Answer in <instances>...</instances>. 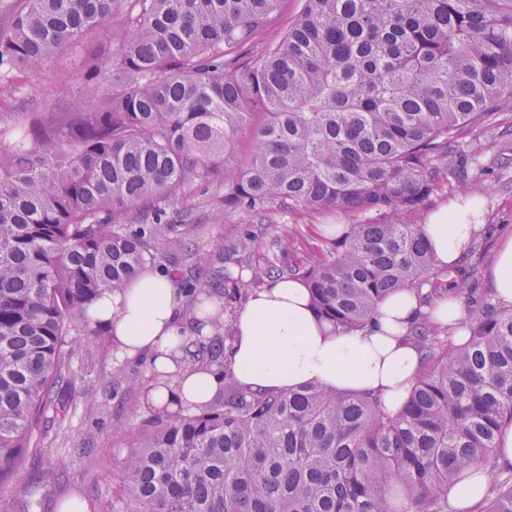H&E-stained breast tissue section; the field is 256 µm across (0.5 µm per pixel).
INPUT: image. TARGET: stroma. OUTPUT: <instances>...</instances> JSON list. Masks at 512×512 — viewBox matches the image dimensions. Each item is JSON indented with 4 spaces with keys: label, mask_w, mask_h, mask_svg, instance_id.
<instances>
[{
    "label": "stroma",
    "mask_w": 512,
    "mask_h": 512,
    "mask_svg": "<svg viewBox=\"0 0 512 512\" xmlns=\"http://www.w3.org/2000/svg\"><path fill=\"white\" fill-rule=\"evenodd\" d=\"M109 26H102L81 42L60 53L44 70L18 72L15 80L0 85V120L23 122L27 113L40 111L45 99L73 108L84 99L75 75L97 43L106 40ZM512 128V112L499 113L494 128L481 135L485 146L478 163L469 164L463 187L443 189L427 198L420 209L406 217L408 223H424L440 205L468 195L485 202L483 223L492 227L487 236L478 288L489 294L493 288L487 272L501 240L512 235V140L502 133ZM164 223L191 224V239L168 233L160 243L156 264L169 270L175 286L190 279L206 278L209 257L225 245L247 240L241 259L263 266L271 258L280 264L302 267L312 254L326 248L332 224L347 223L334 210L310 211L273 208L270 219L258 224L247 215L224 211V186L197 183L164 203ZM280 240L272 251V240ZM67 378L59 395L67 403L66 415L48 411L47 421L36 429L27 451V466L20 481L0 487V512H15L25 498L38 501L37 512H57L58 503L72 492L91 499L96 512H112V492L122 463L129 452L127 429L138 427L153 410L144 399L145 364L116 362L111 352L93 358L65 357Z\"/></svg>",
    "instance_id": "stroma-1"
}]
</instances>
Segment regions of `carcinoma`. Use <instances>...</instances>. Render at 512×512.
<instances>
[{"instance_id": "cac0c4a2", "label": "carcinoma", "mask_w": 512, "mask_h": 512, "mask_svg": "<svg viewBox=\"0 0 512 512\" xmlns=\"http://www.w3.org/2000/svg\"><path fill=\"white\" fill-rule=\"evenodd\" d=\"M286 3L0 0V83L120 17L78 75L102 95L0 129L1 486L23 473L67 337L99 335L90 305L154 263L166 232L191 236L158 206L187 185L222 181L226 213L348 215L290 271L336 330L362 329L386 296L433 275L422 225L403 216L460 182L480 135L512 112V0H305L264 39ZM247 129L248 161L226 176ZM217 273L223 290L194 287V329L214 333L192 361L224 368L222 397L131 431L112 512H448V487L478 464L490 475L480 512H512V474L492 456L512 424V308L476 295V263L448 272L468 299L469 342L425 318L412 327L421 372L396 416L370 394L316 385L245 391L222 316L269 270Z\"/></svg>"}]
</instances>
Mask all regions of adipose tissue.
I'll list each match as a JSON object with an SVG mask.
<instances>
[{
  "instance_id": "adipose-tissue-1",
  "label": "adipose tissue",
  "mask_w": 512,
  "mask_h": 512,
  "mask_svg": "<svg viewBox=\"0 0 512 512\" xmlns=\"http://www.w3.org/2000/svg\"><path fill=\"white\" fill-rule=\"evenodd\" d=\"M483 201L462 198L432 211L423 226L438 266H449L480 239ZM447 327L454 344H464L460 324L467 314L453 295L421 305L406 288L378 303L368 326L341 332L321 321L305 285L270 278L251 291L232 319L234 342L228 357L235 380L254 391L285 393L304 384L339 392L378 395L397 412L421 369L409 331L420 315ZM92 327L108 331L120 360H143L155 379L146 391L150 405L169 411L205 404L224 388L219 367H191L185 347L190 329L176 288L162 269L143 272L127 288L104 292L90 307ZM489 484L486 468L470 469L448 490V512H477Z\"/></svg>"
}]
</instances>
